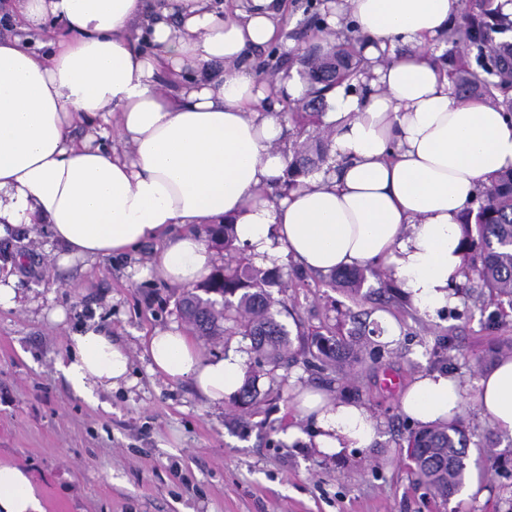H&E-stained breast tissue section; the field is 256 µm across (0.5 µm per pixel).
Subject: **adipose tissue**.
Segmentation results:
<instances>
[{
  "label": "adipose tissue",
  "instance_id": "ef3b65f1",
  "mask_svg": "<svg viewBox=\"0 0 512 512\" xmlns=\"http://www.w3.org/2000/svg\"><path fill=\"white\" fill-rule=\"evenodd\" d=\"M328 10V41L358 36L366 64L357 91L327 95L329 170L279 195L293 145L277 114L304 89L286 71L267 81L253 54L276 39L286 0H0L12 28L0 36V237L43 226L63 268L153 240L161 252L139 276L188 287L220 263L198 227L228 222L259 265L330 274L377 263L421 315L454 306L461 218L512 168V115L459 101L438 60L457 0H328ZM31 32L41 42H27ZM84 123L90 133L76 135ZM145 351L152 372L191 378L213 403L245 379L238 354L205 355L174 325L155 328ZM130 364L122 341L89 324L61 370L93 402L129 384ZM398 400L422 426L475 403L512 439V358L473 384L422 372ZM292 405L327 457L378 437L361 404L299 388ZM0 512H44L28 470L0 465Z\"/></svg>",
  "mask_w": 512,
  "mask_h": 512
}]
</instances>
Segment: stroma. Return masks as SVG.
Masks as SVG:
<instances>
[{
    "mask_svg": "<svg viewBox=\"0 0 512 512\" xmlns=\"http://www.w3.org/2000/svg\"><path fill=\"white\" fill-rule=\"evenodd\" d=\"M46 245L25 228L0 241V268L26 256L18 286L39 300L0 309V465L31 471L45 512H512V474L489 480L471 468L478 492L466 499L444 500L417 485L405 454L412 425L398 401L424 371L446 366L476 382V358L512 342V313L492 324L464 297L430 321L405 301L378 295L376 277L353 297L326 276L288 265L289 286L273 297L287 308L281 319L293 351L306 344L296 326L349 331L355 313L391 316L400 335L379 359L344 371L297 362L279 369L277 382L261 377L268 396L245 414L234 399L211 403L189 379L150 370V332L188 326L182 289L133 273L155 259L154 244L85 269L58 268ZM57 308L65 312L59 324L50 320ZM89 322L110 330L132 355V385L100 394L95 405L71 390L58 367L71 334ZM299 387L366 406L378 421V441L339 463L318 455L306 440L308 425L296 421L292 393ZM241 414L249 421L244 431L233 423ZM293 425L295 437L288 434Z\"/></svg>",
    "mask_w": 512,
    "mask_h": 512,
    "instance_id": "35a3bbf8",
    "label": "stroma"
}]
</instances>
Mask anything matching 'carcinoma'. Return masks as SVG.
I'll use <instances>...</instances> for the list:
<instances>
[{"instance_id":"carcinoma-1","label":"carcinoma","mask_w":512,"mask_h":512,"mask_svg":"<svg viewBox=\"0 0 512 512\" xmlns=\"http://www.w3.org/2000/svg\"><path fill=\"white\" fill-rule=\"evenodd\" d=\"M512 31V22L494 0H465L461 22L448 33L453 50L448 53L451 67L448 78L455 84L460 99H487L506 112H512V56L502 55L504 46L497 36ZM301 76L308 93L302 105L289 108L294 126L305 132L320 127L329 109L326 94L332 88L351 82L363 65V58L351 44L324 47L310 44L299 55ZM329 141L309 137L293 151L285 172L284 186L294 189L302 179L328 164ZM466 245L464 263L475 276L480 293L512 306V168L499 173L483 191L475 212L462 220ZM207 240L227 254L236 250L234 225L213 224L205 230ZM344 286L359 292L365 280L361 269L333 274ZM285 287L283 268H261L242 256L235 264L214 269L197 289L181 300V309L199 335L213 338L238 335L249 338L250 351L257 363L273 374L290 360L287 356L288 332L274 309L270 289ZM367 321L345 337L331 326L315 330L307 337L308 353L325 366L340 367L369 356L380 355L367 349L366 334H376ZM257 375L246 374L235 399L241 407L256 402ZM470 438L455 419L450 423L423 427L411 432L407 457L412 462L414 480L430 488L444 500L465 481Z\"/></svg>"}]
</instances>
